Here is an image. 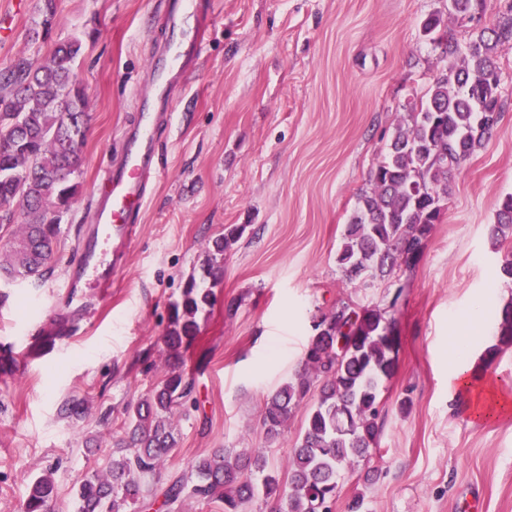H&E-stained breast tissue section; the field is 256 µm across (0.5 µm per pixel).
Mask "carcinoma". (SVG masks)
<instances>
[{"label":"carcinoma","mask_w":512,"mask_h":512,"mask_svg":"<svg viewBox=\"0 0 512 512\" xmlns=\"http://www.w3.org/2000/svg\"><path fill=\"white\" fill-rule=\"evenodd\" d=\"M485 2L448 0V17L472 21L484 13ZM423 31L438 35L444 66L424 95L408 104L372 173L371 191L360 196L345 225L336 263L356 288L397 268L416 267L445 210L448 178L484 146L502 115L497 48L512 42V3L508 15L474 27L465 40L440 15L428 17ZM81 55L82 42L74 38L56 44L42 61L21 59L0 72V203L7 205L0 209V228L19 215L28 217L0 260V276L9 282L39 278L57 261L59 220L78 188L70 176L80 171L89 121L88 100L75 74ZM245 230L231 226L214 237L204 267L212 285L192 277L181 299L170 304L164 344L171 369L148 396L126 407L125 437L116 443L121 455L112 459L107 475L80 482L77 512H125L137 502L169 510L185 496L219 502L222 512H244L259 495L272 503V512H332L341 472L376 449L380 388L397 367L389 338L394 321L384 310L342 300L314 325L302 370L264 403L262 427L274 439L296 409L316 397L288 460L287 484L267 471L262 454L221 448L196 460L190 474L161 493L148 488L145 479L178 447L173 415L197 406L180 349L191 346L199 317L213 304L224 250ZM508 233L512 194L500 201L490 228L494 247ZM497 338L485 352L487 367L502 347L512 346V302L503 309ZM52 495L48 479L31 480L25 512H47Z\"/></svg>","instance_id":"carcinoma-1"}]
</instances>
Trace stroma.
<instances>
[{
	"label": "stroma",
	"instance_id": "obj_1",
	"mask_svg": "<svg viewBox=\"0 0 512 512\" xmlns=\"http://www.w3.org/2000/svg\"><path fill=\"white\" fill-rule=\"evenodd\" d=\"M0 0V71L80 39L76 67L90 121L78 192L60 222L59 257L38 279L0 288V347L25 350L67 308V269L93 224L97 183L118 165L150 69L168 38L164 0H56L48 41H32L38 10ZM214 22L196 70L172 86L161 171L125 267L100 295L94 326L55 353L0 376V512H23L32 477L57 497L49 512H76L88 475L106 474L125 409L166 371L167 306L206 261L228 225L245 226L224 253L216 299L184 358L198 409L175 419L179 445L149 478L158 489L218 448L261 452L287 479L308 405L266 441V396L301 368L312 325L339 301L385 310L395 322L398 366L380 393L381 432L369 460L344 470L333 512L363 495L370 512H512V410L477 422L469 407L512 394V347L448 387V349L458 317L482 306L489 336L512 285L489 228L512 193V44L498 50L503 116L484 147L448 181L440 224L410 270L368 288L347 285L336 263L344 227L408 103L442 67L421 28L448 0H209ZM83 403L80 416L66 402Z\"/></svg>",
	"mask_w": 512,
	"mask_h": 512
}]
</instances>
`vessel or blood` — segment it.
<instances>
[{
	"label": "vessel or blood",
	"instance_id": "b4317fda",
	"mask_svg": "<svg viewBox=\"0 0 512 512\" xmlns=\"http://www.w3.org/2000/svg\"><path fill=\"white\" fill-rule=\"evenodd\" d=\"M162 24L178 37L167 44L162 61L151 68L150 92L123 138V163L103 173L98 221L84 230L78 257L67 270V302L80 311L89 308L92 294L111 288L125 250L137 235L139 217L159 175L153 157L166 119L160 103L167 87L186 79L200 60L212 19L204 0H189L185 10L168 12Z\"/></svg>",
	"mask_w": 512,
	"mask_h": 512
}]
</instances>
